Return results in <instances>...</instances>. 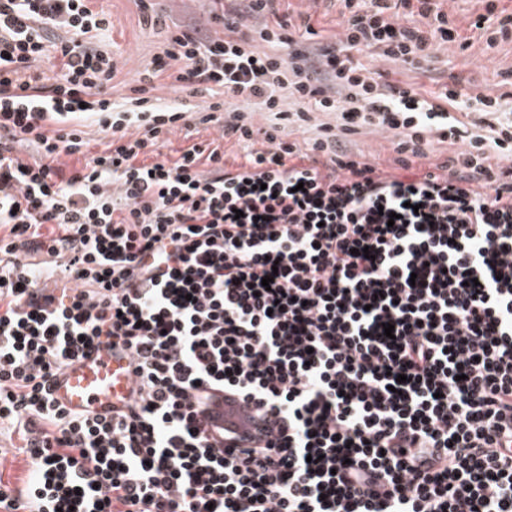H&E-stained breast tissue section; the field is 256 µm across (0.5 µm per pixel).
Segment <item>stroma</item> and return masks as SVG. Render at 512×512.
<instances>
[{"label":"stroma","instance_id":"stroma-1","mask_svg":"<svg viewBox=\"0 0 512 512\" xmlns=\"http://www.w3.org/2000/svg\"><path fill=\"white\" fill-rule=\"evenodd\" d=\"M149 4L145 10L138 0H97V8L104 10L110 20L106 41L116 62L113 98L128 95L137 73L160 53L166 41V31L147 26L144 14L162 15L170 24H187L203 13L201 0H149ZM276 7L279 14L296 19L310 16L320 35L330 36L339 31L338 0H278ZM371 66L382 72L386 81L426 90L445 84L464 94L482 92L497 96L512 90V43L489 49L482 40L471 37L467 49L451 47L421 70L381 59L372 61ZM347 145L362 160L379 164L384 171L398 172L396 154L383 136L364 129L349 136ZM16 444L10 431L0 428V482L13 488L22 486L29 469Z\"/></svg>","mask_w":512,"mask_h":512}]
</instances>
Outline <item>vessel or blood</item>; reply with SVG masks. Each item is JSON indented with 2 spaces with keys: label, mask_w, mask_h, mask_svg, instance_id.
Masks as SVG:
<instances>
[{
  "label": "vessel or blood",
  "mask_w": 512,
  "mask_h": 512,
  "mask_svg": "<svg viewBox=\"0 0 512 512\" xmlns=\"http://www.w3.org/2000/svg\"><path fill=\"white\" fill-rule=\"evenodd\" d=\"M134 388L127 353L104 350L66 367L53 383V395L67 409L108 416L131 402ZM257 424L253 405L238 396L218 392L207 406L208 433L220 444L251 446Z\"/></svg>",
  "instance_id": "b4317fda"
}]
</instances>
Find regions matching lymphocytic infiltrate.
I'll return each mask as SVG.
<instances>
[{
  "label": "lymphocytic infiltrate",
  "mask_w": 512,
  "mask_h": 512,
  "mask_svg": "<svg viewBox=\"0 0 512 512\" xmlns=\"http://www.w3.org/2000/svg\"><path fill=\"white\" fill-rule=\"evenodd\" d=\"M205 2L115 100L94 0H0V425L30 466L0 512H512V112L365 66L456 42L437 0H341L339 33L307 45L276 0ZM482 2L480 38L512 41V13ZM168 73L225 99L149 97ZM315 112L337 126L279 137ZM208 123L252 149H171ZM363 128L402 175L343 147ZM436 140L461 149L414 172ZM111 347L133 402L56 404L61 370ZM208 388L271 420L266 443L212 447Z\"/></svg>",
  "instance_id": "1"
}]
</instances>
